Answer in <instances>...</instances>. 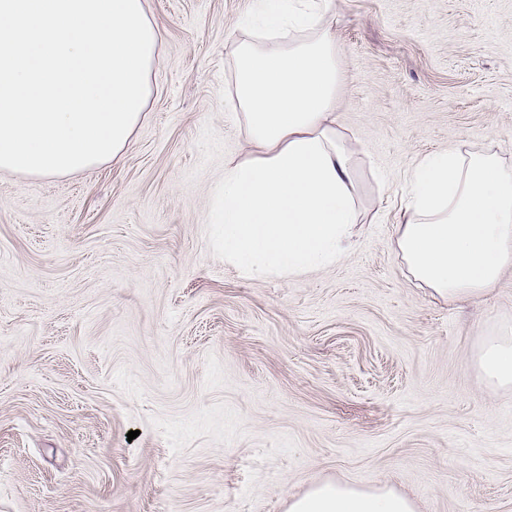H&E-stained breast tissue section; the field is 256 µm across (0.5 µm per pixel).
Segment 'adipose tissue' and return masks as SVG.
Masks as SVG:
<instances>
[{"label": "adipose tissue", "mask_w": 512, "mask_h": 512, "mask_svg": "<svg viewBox=\"0 0 512 512\" xmlns=\"http://www.w3.org/2000/svg\"><path fill=\"white\" fill-rule=\"evenodd\" d=\"M330 0H260L236 47V96L249 150L224 167L209 215L224 259L244 277L292 276L358 244L352 151L336 125L341 70ZM396 244L431 294L479 298L512 266V167L459 148L421 159L408 180ZM477 365L489 393L512 388V326L486 338ZM288 512H417L389 485L319 481Z\"/></svg>", "instance_id": "1"}]
</instances>
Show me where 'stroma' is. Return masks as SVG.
<instances>
[{
	"label": "stroma",
	"mask_w": 512,
	"mask_h": 512,
	"mask_svg": "<svg viewBox=\"0 0 512 512\" xmlns=\"http://www.w3.org/2000/svg\"><path fill=\"white\" fill-rule=\"evenodd\" d=\"M149 8L126 150L0 172V512H285L328 478L392 484L418 512H512V390L487 397L475 364L512 324V269L451 303L396 245L420 159L454 144L512 165V0H333L360 244L258 279L206 220L248 149L233 51L253 0Z\"/></svg>",
	"instance_id": "35a3bbf8"
}]
</instances>
